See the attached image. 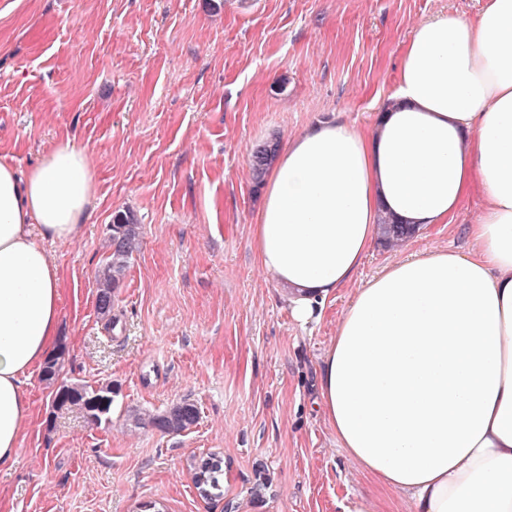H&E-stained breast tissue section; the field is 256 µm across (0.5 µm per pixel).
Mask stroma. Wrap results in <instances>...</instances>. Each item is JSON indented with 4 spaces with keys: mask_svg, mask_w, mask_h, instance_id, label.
I'll use <instances>...</instances> for the list:
<instances>
[{
    "mask_svg": "<svg viewBox=\"0 0 512 512\" xmlns=\"http://www.w3.org/2000/svg\"><path fill=\"white\" fill-rule=\"evenodd\" d=\"M482 0H0V161L28 171L64 142L95 181L70 240H43L62 274L61 381L117 394L109 422L55 410L34 372L35 417L0 467V512H338L350 493L380 512L408 503L355 468L318 413V369L352 287L301 325L265 274L252 226L260 194L249 158L270 137L344 120L369 128L395 91L422 19L474 15ZM469 196L451 225L403 245L375 243L365 279L405 254L470 249ZM142 239L111 318L95 277L116 212ZM195 403L179 434L134 429L132 412ZM223 459V497L194 468Z\"/></svg>",
    "mask_w": 512,
    "mask_h": 512,
    "instance_id": "obj_1",
    "label": "stroma"
}]
</instances>
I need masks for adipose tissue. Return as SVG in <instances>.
<instances>
[{
	"mask_svg": "<svg viewBox=\"0 0 512 512\" xmlns=\"http://www.w3.org/2000/svg\"><path fill=\"white\" fill-rule=\"evenodd\" d=\"M65 142L26 175L0 161V465L33 419L23 381L59 336L61 277L94 196ZM469 251L430 248L355 289L318 373V408L359 470L411 512H512V0L419 22L370 129L319 122L267 174L253 242L293 317L351 283L382 216L445 224L470 193Z\"/></svg>",
	"mask_w": 512,
	"mask_h": 512,
	"instance_id": "adipose-tissue-1",
	"label": "adipose tissue"
}]
</instances>
